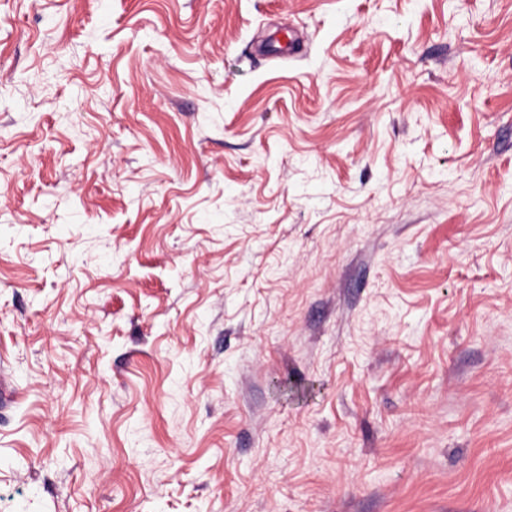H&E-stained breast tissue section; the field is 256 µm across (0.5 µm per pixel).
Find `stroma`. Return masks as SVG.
I'll return each mask as SVG.
<instances>
[{
	"label": "stroma",
	"mask_w": 512,
	"mask_h": 512,
	"mask_svg": "<svg viewBox=\"0 0 512 512\" xmlns=\"http://www.w3.org/2000/svg\"><path fill=\"white\" fill-rule=\"evenodd\" d=\"M1 378L0 512H512V0H0Z\"/></svg>",
	"instance_id": "1"
}]
</instances>
